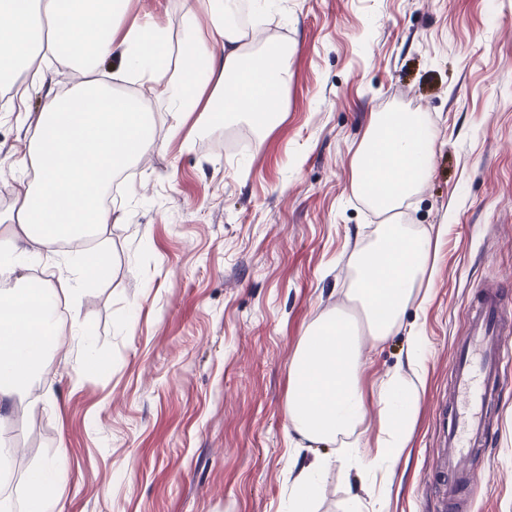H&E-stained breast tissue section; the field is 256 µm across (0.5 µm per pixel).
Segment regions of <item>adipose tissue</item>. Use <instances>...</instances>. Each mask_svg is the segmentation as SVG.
I'll return each mask as SVG.
<instances>
[{
    "label": "adipose tissue",
    "mask_w": 512,
    "mask_h": 512,
    "mask_svg": "<svg viewBox=\"0 0 512 512\" xmlns=\"http://www.w3.org/2000/svg\"><path fill=\"white\" fill-rule=\"evenodd\" d=\"M30 0H0V82L11 85L10 111H20L32 88L44 103L28 118L26 151L0 160V176L16 183L14 228L0 239V406L28 397L47 355L61 334L56 310L91 267L74 276H56L32 288L28 260L55 266L59 245L98 234L112 221L111 209L97 196L107 178L153 149L152 120L138 98L115 92L95 78L100 63L113 61L112 82L146 87L167 104L172 133L187 117L202 112L205 121L246 113L258 126L271 124V99L280 97L290 78L287 47L246 65L248 33L232 22L238 0H183L186 53L177 70L161 60L170 52L165 28L148 21H126L128 0H47L52 20L44 28ZM223 47L214 55L210 43ZM47 52L89 72L66 94L52 87L49 69L34 68ZM32 69L29 83H15L18 69ZM434 131L405 112L374 115L352 167L355 192L371 194L377 209L394 212L417 193L430 174ZM432 241L407 225H385L375 246L358 256L351 292L366 313L374 340L390 336L423 284L432 283ZM364 361L356 336L341 318L314 321L301 337L290 365L287 411L292 428L308 441L330 442L354 435L362 425L366 401L360 375ZM419 401L417 388L395 374L381 386L384 436L376 455L350 448L347 460L374 471L396 463L407 445ZM65 449L28 478V512H58L50 491L61 481Z\"/></svg>",
    "instance_id": "obj_1"
}]
</instances>
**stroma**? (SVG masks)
Masks as SVG:
<instances>
[{"instance_id":"1","label":"stroma","mask_w":512,"mask_h":512,"mask_svg":"<svg viewBox=\"0 0 512 512\" xmlns=\"http://www.w3.org/2000/svg\"><path fill=\"white\" fill-rule=\"evenodd\" d=\"M181 6L130 0L126 16L166 26L177 45ZM251 17L290 51L268 127L241 113L200 129L187 119L174 136L162 103L125 88L151 112L156 146L90 240L100 275L62 301L38 404L0 410L20 450L0 486L12 512L61 447L62 512H286L319 459L313 512H450L440 462L457 342L476 296L512 295V0H263ZM377 112L420 114L435 134L430 175L400 215L431 237L434 282L382 342L349 297L385 221L352 191ZM336 312L365 358L363 453L384 435L383 380L419 389L406 448L374 474L300 437L286 414L300 338ZM505 374L461 512H512V362Z\"/></svg>"}]
</instances>
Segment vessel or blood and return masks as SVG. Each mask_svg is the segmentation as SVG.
<instances>
[{
    "label": "vessel or blood",
    "instance_id": "1",
    "mask_svg": "<svg viewBox=\"0 0 512 512\" xmlns=\"http://www.w3.org/2000/svg\"><path fill=\"white\" fill-rule=\"evenodd\" d=\"M503 311L500 294L488 291L469 311L466 337L456 350L452 405L444 436L449 473L444 499L452 505L460 487L475 480L466 460L483 438L491 388L501 379L512 356L506 344L512 332L506 327Z\"/></svg>",
    "mask_w": 512,
    "mask_h": 512
}]
</instances>
